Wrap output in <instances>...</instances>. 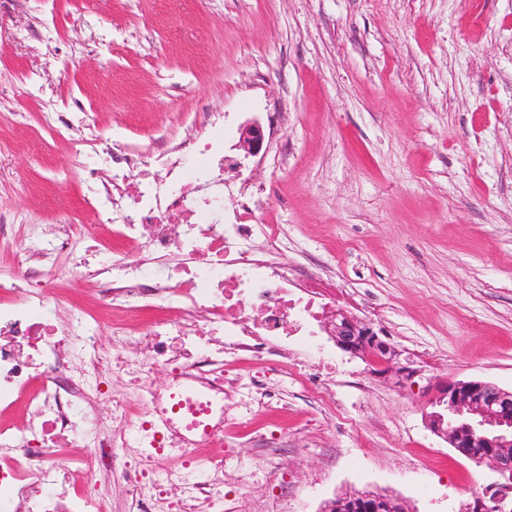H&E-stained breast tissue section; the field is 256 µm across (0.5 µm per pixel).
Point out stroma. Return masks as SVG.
Wrapping results in <instances>:
<instances>
[{
	"label": "stroma",
	"instance_id": "obj_1",
	"mask_svg": "<svg viewBox=\"0 0 512 512\" xmlns=\"http://www.w3.org/2000/svg\"><path fill=\"white\" fill-rule=\"evenodd\" d=\"M0 209L48 235L76 225L109 242L83 203L78 158L104 143L159 151L224 115V180L280 225L278 260L300 287L384 327L420 369L393 386L337 352L306 381V355L245 358L278 407L224 385V512H322L346 492L410 512H471L464 484L507 482L424 422L430 378L512 389V0H24L0 14ZM49 103L72 126L41 122ZM263 151L244 158L242 125ZM98 341L135 353L93 276L58 284ZM264 133L259 123L253 122L240 128L238 148L243 150L244 158L256 156L262 149Z\"/></svg>",
	"mask_w": 512,
	"mask_h": 512
}]
</instances>
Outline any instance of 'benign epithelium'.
I'll return each instance as SVG.
<instances>
[{"instance_id": "7a95c632", "label": "benign epithelium", "mask_w": 512, "mask_h": 512, "mask_svg": "<svg viewBox=\"0 0 512 512\" xmlns=\"http://www.w3.org/2000/svg\"><path fill=\"white\" fill-rule=\"evenodd\" d=\"M263 143L264 133L258 123L240 128L238 148L244 158L257 155ZM322 328L342 351L386 364V378L396 387L406 386L420 374L411 362H400L397 348L385 339L387 333L368 320L335 309L326 313ZM429 387L427 428L461 455L512 479V390L477 379L435 380ZM357 498L361 512H381L380 505L388 503L371 491H363ZM476 508L480 512H512V503L502 496L491 499L488 505L478 497Z\"/></svg>"}]
</instances>
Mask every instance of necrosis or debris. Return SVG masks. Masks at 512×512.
Here are the masks:
<instances>
[{"mask_svg": "<svg viewBox=\"0 0 512 512\" xmlns=\"http://www.w3.org/2000/svg\"><path fill=\"white\" fill-rule=\"evenodd\" d=\"M112 176L85 179L87 202L111 231L118 248L104 250L101 294L106 307L141 311L166 305L169 316L143 325L140 357L102 350L92 322L79 308L69 312L67 333L59 335L46 317L57 299L53 283L65 272L57 259L77 251L81 239L67 231L49 239L27 225L34 252H16L17 272L0 284V414H23L22 431L0 423V512L20 502L26 512H112V503L94 491L98 473L121 468L132 495L150 502L152 512H200L223 501L224 460L182 452L183 467H167L161 455L146 454L154 439L151 408L130 414L127 400L113 399L101 420L96 406L105 392V372L129 373L146 386L161 366L175 374L167 390L185 383L210 385L224 398V360L271 348L315 353L330 366L334 355L319 337L318 303L296 288L287 270L273 260L288 247L277 225L255 219L251 195L238 191L237 206L224 210V116L207 114L200 137L170 145L156 157L113 148ZM194 178L196 195L183 186ZM184 219L172 234V216ZM264 238L267 256L253 249ZM165 264V277L153 265ZM207 314L210 333L196 324ZM74 435L83 454H67L60 436ZM178 491L176 498L166 488Z\"/></svg>", "mask_w": 512, "mask_h": 512, "instance_id": "necrosis-or-debris-1", "label": "necrosis or debris"}]
</instances>
